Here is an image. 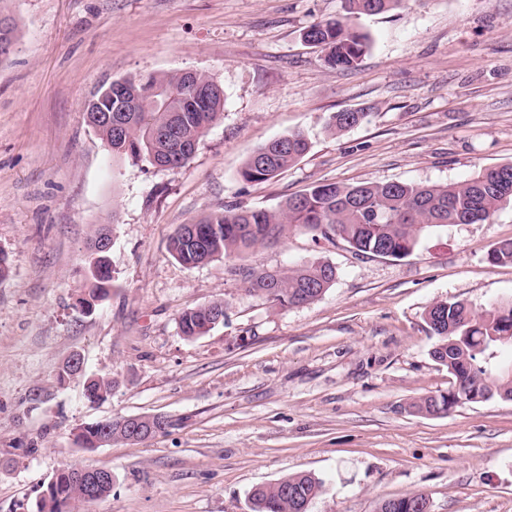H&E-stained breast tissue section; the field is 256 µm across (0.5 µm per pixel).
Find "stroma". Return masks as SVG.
I'll list each match as a JSON object with an SVG mask.
<instances>
[{
    "label": "stroma",
    "instance_id": "35a3bbf8",
    "mask_svg": "<svg viewBox=\"0 0 512 512\" xmlns=\"http://www.w3.org/2000/svg\"><path fill=\"white\" fill-rule=\"evenodd\" d=\"M19 29L0 62V512H38L64 465L111 471L112 491L79 512H249L253 487L298 472L324 487L309 512H378L428 495L432 512H512V400L444 416L413 404L455 379L431 355L425 311L512 299V205L481 224L423 237L404 259L288 230L248 263L322 259L338 278L279 308L168 251L175 229L227 204L276 208L319 183H456L512 163V0H409L355 20L370 47L351 68L305 43L342 0H6ZM194 70L224 90V115L177 172L112 157L85 120L112 81ZM365 120L340 135L329 117ZM304 132L308 153L275 179L243 182L266 142ZM107 226L111 297L82 312L87 243ZM226 318L181 336L177 317L216 299ZM118 385L90 403L59 382L71 355ZM171 425L87 452L78 428L135 415ZM366 118L365 113L355 111H342L334 113L328 122V130L337 135L340 132L352 128Z\"/></svg>",
    "mask_w": 512,
    "mask_h": 512
}]
</instances>
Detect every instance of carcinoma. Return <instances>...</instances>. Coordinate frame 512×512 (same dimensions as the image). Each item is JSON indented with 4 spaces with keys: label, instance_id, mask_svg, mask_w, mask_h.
Wrapping results in <instances>:
<instances>
[{
    "label": "carcinoma",
    "instance_id": "1",
    "mask_svg": "<svg viewBox=\"0 0 512 512\" xmlns=\"http://www.w3.org/2000/svg\"><path fill=\"white\" fill-rule=\"evenodd\" d=\"M406 0H342L345 18L378 15L401 8ZM0 46H16L17 26L13 16L0 9ZM306 42L325 52L336 67L356 63L368 48V38L341 21L318 22L304 32ZM193 84L209 88L200 103L190 101ZM129 100H140L138 112L128 113L129 125L121 135L100 123L95 113L86 119L112 154L146 160L156 167L176 172L194 155L201 138L223 116L224 93L215 80L203 73L166 72L125 80ZM365 112L334 113L328 130L337 135L362 122ZM305 135L294 132L276 138L255 150L239 170L248 183H263L305 156ZM512 202V163L486 167L473 177L445 185L400 182H362L355 185L321 183L292 195L273 209H251L226 205L200 218L179 225L171 235L168 251L187 267L215 258L236 259L226 267L229 278L252 295L264 297L283 308H294L319 300L335 284L337 269L332 263L308 260L292 267L269 270L244 262L259 246L274 245L286 231L298 228L327 241L340 239L358 256L373 255L403 259L418 247L421 235L432 228L454 224L488 222L501 206ZM109 233L101 227L88 244L94 270L79 298L84 309H92L111 293L114 279L107 252L99 242ZM488 257L495 263L512 264V239L493 245ZM224 300L187 309L178 316L181 336L197 338L210 331L214 311ZM430 335L436 337L433 358L448 368L456 380L446 394L426 396L416 403L418 411L432 416L448 414L461 403L488 400L494 396L512 400V300L475 311L461 301L444 300L425 312ZM117 381L84 376V394L91 402L107 399ZM86 449L103 444L134 443L128 425L119 420L86 425L77 435ZM49 494L41 497L38 512H75L87 498L86 485L77 480L71 467L55 474ZM323 483L309 473L289 475L274 484L255 488L250 512H308ZM425 504L424 493H414L382 503L380 512H416L409 503Z\"/></svg>",
    "mask_w": 512,
    "mask_h": 512
}]
</instances>
